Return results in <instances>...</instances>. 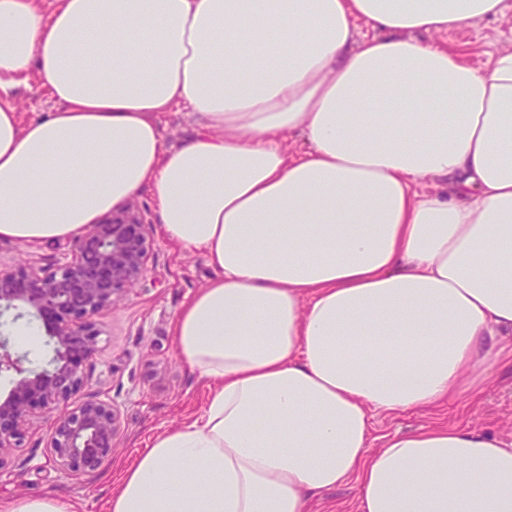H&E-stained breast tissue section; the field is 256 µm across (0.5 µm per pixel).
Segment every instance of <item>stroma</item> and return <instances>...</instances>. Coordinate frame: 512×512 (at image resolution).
<instances>
[{
    "label": "stroma",
    "instance_id": "35a3bbf8",
    "mask_svg": "<svg viewBox=\"0 0 512 512\" xmlns=\"http://www.w3.org/2000/svg\"><path fill=\"white\" fill-rule=\"evenodd\" d=\"M503 5L498 16L465 21L440 35L439 43L472 66L484 67L492 54L512 50V0ZM135 201L151 224V270L98 318V351L83 366L85 386L68 402L73 408L94 396L120 409L123 430L112 457L92 473L61 468L48 448L49 421L34 419L19 444L0 454V512L15 499L46 491L73 505L76 512H110L112 494L125 469L152 439L204 411L207 386L180 359L172 323L212 271L201 251L184 249L166 237L150 188H143ZM70 248L67 241L20 245L0 240V266L31 263L52 269L65 260ZM373 422L378 446L384 436L432 423L476 427L511 439L512 364L485 378L468 377L457 397L432 413L378 415Z\"/></svg>",
    "mask_w": 512,
    "mask_h": 512
}]
</instances>
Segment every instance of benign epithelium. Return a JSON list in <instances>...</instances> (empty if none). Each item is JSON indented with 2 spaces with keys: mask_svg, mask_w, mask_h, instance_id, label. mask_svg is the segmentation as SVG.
<instances>
[{
  "mask_svg": "<svg viewBox=\"0 0 512 512\" xmlns=\"http://www.w3.org/2000/svg\"><path fill=\"white\" fill-rule=\"evenodd\" d=\"M149 224L129 200L84 227L66 260L53 270L33 264L0 267V318L41 323L51 356L42 365L0 335V376L11 388L0 396V453L17 445L30 422L47 415L48 447L59 466L93 472L112 457L121 433L119 410L88 399L63 409L85 383L83 364L97 351L95 318L112 310L150 272Z\"/></svg>",
  "mask_w": 512,
  "mask_h": 512,
  "instance_id": "obj_1",
  "label": "benign epithelium"
}]
</instances>
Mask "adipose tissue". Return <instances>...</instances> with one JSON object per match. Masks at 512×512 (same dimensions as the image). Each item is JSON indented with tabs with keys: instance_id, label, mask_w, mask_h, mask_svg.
<instances>
[{
	"instance_id": "1",
	"label": "adipose tissue",
	"mask_w": 512,
	"mask_h": 512,
	"mask_svg": "<svg viewBox=\"0 0 512 512\" xmlns=\"http://www.w3.org/2000/svg\"><path fill=\"white\" fill-rule=\"evenodd\" d=\"M502 9L0 0V239L75 238L148 186L214 272L173 324L205 411L111 512H315L349 482L358 512H512V441L377 448L371 423L453 398L512 335V50L478 69L433 40ZM30 73L58 107L24 123ZM175 107L200 130L167 149Z\"/></svg>"
}]
</instances>
